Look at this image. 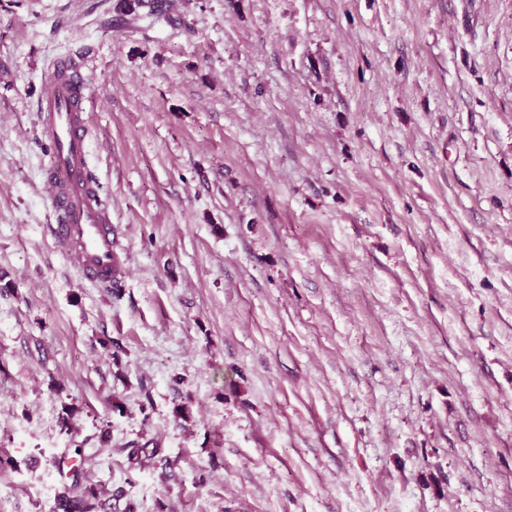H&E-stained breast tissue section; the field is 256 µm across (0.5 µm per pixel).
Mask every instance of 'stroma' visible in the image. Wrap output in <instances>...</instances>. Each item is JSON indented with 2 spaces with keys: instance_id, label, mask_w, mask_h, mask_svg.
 <instances>
[{
  "instance_id": "35a3bbf8",
  "label": "stroma",
  "mask_w": 512,
  "mask_h": 512,
  "mask_svg": "<svg viewBox=\"0 0 512 512\" xmlns=\"http://www.w3.org/2000/svg\"><path fill=\"white\" fill-rule=\"evenodd\" d=\"M119 2L0 0V512L77 446L112 512H512V0ZM66 53L113 288L47 232Z\"/></svg>"
}]
</instances>
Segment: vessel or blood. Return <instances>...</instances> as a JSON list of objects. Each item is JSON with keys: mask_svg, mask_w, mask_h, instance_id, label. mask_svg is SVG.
<instances>
[{"mask_svg": "<svg viewBox=\"0 0 512 512\" xmlns=\"http://www.w3.org/2000/svg\"><path fill=\"white\" fill-rule=\"evenodd\" d=\"M87 102L73 58H58L38 107L51 144L44 167V185L55 215L50 234L81 280L109 288L117 283L121 263L114 250L112 214L89 176Z\"/></svg>", "mask_w": 512, "mask_h": 512, "instance_id": "b4317fda", "label": "vessel or blood"}]
</instances>
